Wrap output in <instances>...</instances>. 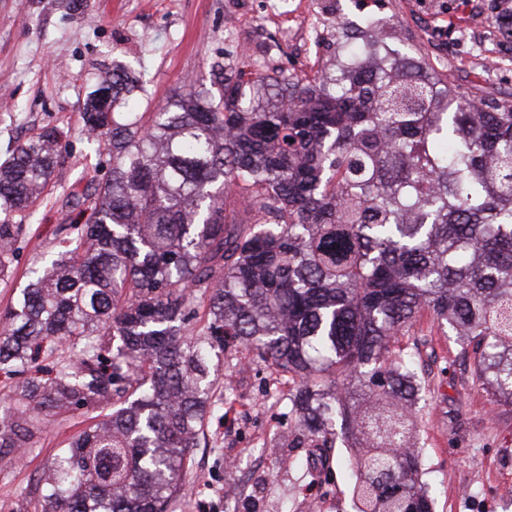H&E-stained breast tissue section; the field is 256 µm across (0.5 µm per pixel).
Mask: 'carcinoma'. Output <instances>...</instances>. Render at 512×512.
<instances>
[{
  "instance_id": "carcinoma-1",
  "label": "carcinoma",
  "mask_w": 512,
  "mask_h": 512,
  "mask_svg": "<svg viewBox=\"0 0 512 512\" xmlns=\"http://www.w3.org/2000/svg\"><path fill=\"white\" fill-rule=\"evenodd\" d=\"M399 71H221L218 95L191 86L146 123L120 111L123 67L98 83L112 111L91 96L81 119L109 176L73 196L87 222L0 312V372L24 376L0 460L53 415L96 413L44 470L41 512H169L224 417L210 377L239 347L295 384L293 447L332 448L338 425L359 441L357 512H431L422 385L395 343L429 312L512 406V101L473 117L440 79ZM67 136L47 125L0 163V282ZM64 346L54 376L33 373Z\"/></svg>"
}]
</instances>
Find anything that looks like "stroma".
<instances>
[{"label":"stroma","instance_id":"35a3bbf8","mask_svg":"<svg viewBox=\"0 0 512 512\" xmlns=\"http://www.w3.org/2000/svg\"><path fill=\"white\" fill-rule=\"evenodd\" d=\"M0 0V160L47 125L67 130L60 165L17 243L13 276L0 283V310L30 268L57 249L60 229L85 214L65 208L73 191L106 178L99 145L82 127L84 102L106 67L122 64L140 88L126 112H153L190 84L219 85L215 63L265 75H312L343 57L344 33L368 16L384 21L392 59L422 65L459 94L512 100V38L498 21L512 0ZM479 24L472 41L443 49L425 37ZM416 446L422 479L435 490L433 512H512V407L491 403L459 358L446 327L421 315ZM216 394L231 390L224 419H211L206 442L191 449V467L175 512H354L350 475L292 447L288 382L274 368L225 354ZM91 422L85 409L54 416L38 448L0 468V512H34L38 480L59 449Z\"/></svg>","mask_w":512,"mask_h":512}]
</instances>
